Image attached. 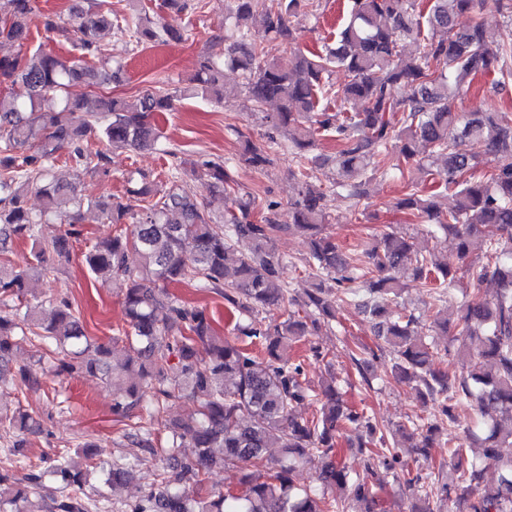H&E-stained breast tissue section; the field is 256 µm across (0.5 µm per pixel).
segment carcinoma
Wrapping results in <instances>:
<instances>
[{
    "label": "carcinoma",
    "mask_w": 512,
    "mask_h": 512,
    "mask_svg": "<svg viewBox=\"0 0 512 512\" xmlns=\"http://www.w3.org/2000/svg\"><path fill=\"white\" fill-rule=\"evenodd\" d=\"M310 0H224L235 19L236 40L224 47V58L206 54L194 81L216 102L224 100V66L243 73L244 88L254 111L275 131L262 142L244 140L240 161L256 172L271 166L274 156L288 152L298 159V192L288 207V223L268 216L253 220L254 202L239 198L234 210L209 214L203 203L183 193L188 176L207 181L211 193L222 195L232 178L224 160L200 155L174 158L169 187L145 172H131L127 183L138 182L130 193L147 200L137 211L122 198L107 195L84 200L74 186L56 181L52 167L57 153L84 175L111 177L109 156L91 147L96 137L114 147L144 149L157 142L156 115L174 110L177 92L159 87L134 100L99 97L96 113L77 124L75 111L84 107L68 99L59 110L43 112L41 101L51 93L81 83L88 87L120 80L122 72L107 62L96 66L87 58L103 55L99 37L105 30L127 34L138 43L180 41L183 33L165 26L143 8L127 17L112 10L109 0H71L67 15L47 16L48 32L76 36L80 56L63 58L41 49L0 58V304H15L0 314V370L26 342L39 341L49 368L22 365L15 372L17 392L39 386L46 370L55 374L85 373L122 386L112 410L123 417L138 408L145 412L133 426L139 445L159 458L156 485L116 512H381L377 487L384 480L379 468L397 463L398 436L424 459L437 437L460 423L461 414L476 411L465 439H448V463L454 477L441 482L405 469L404 484L423 502L408 512H512V116L480 107L459 112L454 99L471 80L498 71L501 81L512 79V44L499 43L482 24L459 29L455 18L474 8L476 0H428V11H416L415 0H346L345 22L333 43L318 51L299 52L287 65L262 60L260 37L291 43L297 28L291 18L307 12ZM162 7L194 13L203 0H162ZM37 0H0V41L25 46ZM422 43L420 55L406 59L401 43ZM335 69L348 80L341 87L328 84ZM409 86L400 98L396 91ZM276 111L263 108L268 103ZM334 138L332 185L345 198L359 203L370 196L369 186L390 175L386 157L398 155L397 170L408 176L409 190L396 207L420 219L434 237L457 241L466 258L478 242L483 259L467 268L477 288L456 289V276L432 251L404 270L413 250L412 236L394 230L369 239L362 257L345 255L327 234L322 183L308 172L305 159L318 137ZM469 140L485 142L500 159L487 176L479 177L478 159L462 149ZM441 160L448 168V186L455 188V204L441 208L438 194L424 195L415 183L430 175L427 160ZM38 186L42 208L28 206L31 185ZM115 226L112 236L82 253V264L96 279L123 277L128 346L110 347L88 335L73 304L63 297L33 302L26 299L29 282L51 277L71 261L73 242L81 235L85 214ZM54 220L65 225L52 241L41 240L38 226ZM134 226L127 232L123 225ZM298 233L308 248L311 269L303 295L290 292L282 279L283 262L277 241ZM30 244L31 260L17 268L7 257L8 242ZM239 240L248 250L235 252ZM135 252L140 266L127 259ZM426 288L434 300L455 302L453 317L439 310L433 320L436 336L458 342L461 370L453 374L437 366L434 342L415 335L417 317L399 302L402 278ZM190 284L224 298V304L244 322L235 325L234 340L220 335L208 311L168 291L170 284ZM489 285L482 290L480 285ZM352 301L375 320L377 336L392 355L391 374L414 384L420 399L439 402L433 418L409 417L392 430L372 422L364 411L344 402L332 377L316 389L303 378L302 364L283 360L294 344L307 341L336 321V303ZM51 316L41 317L43 306ZM295 311L278 323L262 317L271 306ZM259 346L258 357L249 346ZM177 361L178 375L154 386L155 377ZM190 397L197 405L183 423L167 426L169 437L156 448L153 430L165 424L170 403ZM309 401L320 405L308 418L293 408ZM350 428L365 429L367 440L382 453L369 452L363 474H352L336 459L338 441ZM40 424L19 408L0 415V433L13 437L12 447L23 448L25 434ZM480 443L482 456L466 458L464 441ZM95 445H82L85 465L59 456L48 466L30 465L27 484L13 481V464L0 467V512H43L32 507L30 490L43 478L69 488L59 512H90L91 496L127 481L139 462L95 460ZM191 448L188 454L185 449ZM279 449L277 459L268 449ZM318 461L320 491L294 484L293 474L303 463ZM240 472L238 489L220 494L208 486L214 466ZM498 470L497 484L483 486L487 468ZM342 491L336 497L328 492Z\"/></svg>",
    "instance_id": "carcinoma-1"
}]
</instances>
